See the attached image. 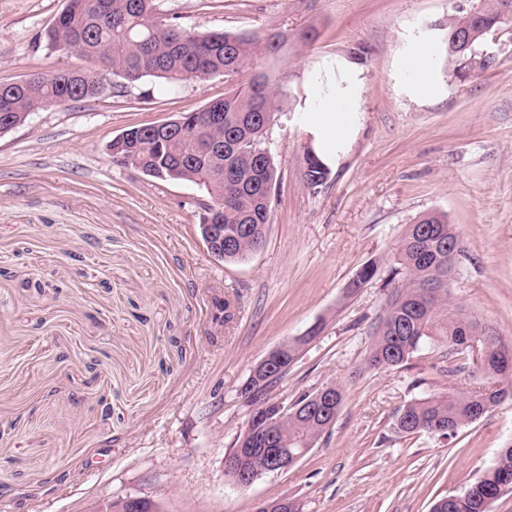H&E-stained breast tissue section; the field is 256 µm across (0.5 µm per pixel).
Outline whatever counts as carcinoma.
Instances as JSON below:
<instances>
[{
	"mask_svg": "<svg viewBox=\"0 0 512 512\" xmlns=\"http://www.w3.org/2000/svg\"><path fill=\"white\" fill-rule=\"evenodd\" d=\"M100 0H68V5L46 32L48 44L75 51L93 61L96 69H61L8 84V99L0 101V133L22 125L36 111L50 105L93 98L104 89L110 74L128 84L146 77L162 79L170 87L215 76L233 79L252 68L257 56L276 49L281 34L197 32L170 24L157 0H111L112 9H99ZM512 21V0H479L448 20V35L467 32L471 47L448 54L456 74L468 70L465 61L479 50L490 31ZM280 106L268 79L253 75L230 86L221 99L175 119L174 137L160 141L149 133L151 125L133 126L115 136L108 148L122 158L110 161L162 181H187L204 190L209 211L223 207L224 261L239 262L259 249L271 217V194L276 164L266 147L270 126ZM304 182L308 189L323 185L329 166L311 145L304 147ZM458 234L448 219L425 213L406 226L393 254L389 281H398L396 295L375 324L367 365L375 369L405 364L428 344L445 349L449 369L475 361L476 351H491L484 363L489 375L480 394L459 391L433 393L413 400L395 413L400 434L428 433L450 437L480 420L512 391V345L491 336L475 320L448 314V239ZM375 261L362 266L353 290L365 286L378 273ZM314 393H305L284 411L263 390L248 400L279 419L281 447L298 454L302 446L318 442L326 432L320 416L296 412ZM512 477V448L500 449L478 480L451 494L454 507L442 497L432 512H493L483 503L497 495L503 477Z\"/></svg>",
	"mask_w": 512,
	"mask_h": 512,
	"instance_id": "1",
	"label": "carcinoma"
}]
</instances>
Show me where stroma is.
<instances>
[{
    "instance_id": "35a3bbf8",
    "label": "stroma",
    "mask_w": 512,
    "mask_h": 512,
    "mask_svg": "<svg viewBox=\"0 0 512 512\" xmlns=\"http://www.w3.org/2000/svg\"><path fill=\"white\" fill-rule=\"evenodd\" d=\"M474 0H160L199 32H281L257 58L283 101L268 132L278 169L264 245L227 263L199 230L204 193L112 165L124 130L223 97V78L174 89L110 78L94 98L34 112L0 134V512H105L148 497L164 512H430L512 446V396L442 438L404 436L394 414L426 392L474 387L440 348L405 366L365 364L394 288L389 261L407 224L447 214L461 240L448 305L512 340V25L482 44L493 64L459 77L448 19ZM67 0H0V83L86 67L44 32ZM312 41H302L304 32ZM429 55L431 92L412 69ZM361 73L343 109L354 136L312 191L302 178L311 93L328 65ZM379 273L356 293L365 263ZM229 300L234 316L217 317ZM303 346L271 388L296 400L326 385L343 406L318 445L248 487L224 457L249 415L241 390L276 347Z\"/></svg>"
}]
</instances>
